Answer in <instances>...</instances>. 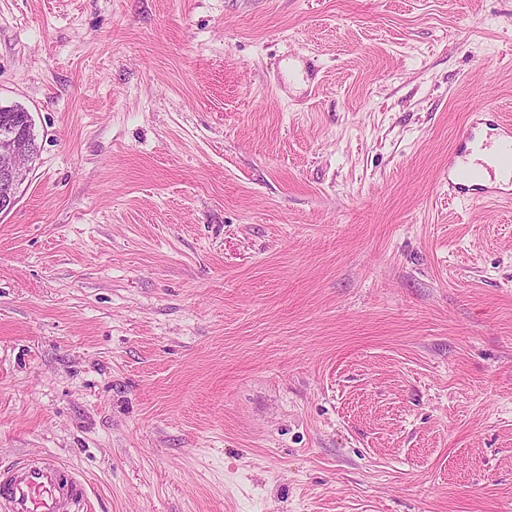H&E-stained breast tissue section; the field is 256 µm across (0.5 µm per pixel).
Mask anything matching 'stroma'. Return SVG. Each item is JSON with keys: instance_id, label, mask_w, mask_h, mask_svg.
Instances as JSON below:
<instances>
[{"instance_id": "obj_1", "label": "stroma", "mask_w": 512, "mask_h": 512, "mask_svg": "<svg viewBox=\"0 0 512 512\" xmlns=\"http://www.w3.org/2000/svg\"><path fill=\"white\" fill-rule=\"evenodd\" d=\"M317 90L278 88L283 59ZM0 466L85 512H512V0H0ZM17 123L11 114L0 119V213L10 210L17 201L37 154L29 139L32 115L25 112ZM474 120L471 129H466L459 137L455 150L448 154V187L464 198L470 187L478 185L475 182H485L480 185L484 198L496 200L506 197L512 200V124L487 126L482 119ZM482 124L490 130L486 132L487 141L483 146L490 148L495 144V151L467 164ZM86 486L51 458L17 460L0 468L1 512H82Z\"/></svg>"}]
</instances>
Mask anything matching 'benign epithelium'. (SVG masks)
Here are the masks:
<instances>
[{
  "mask_svg": "<svg viewBox=\"0 0 512 512\" xmlns=\"http://www.w3.org/2000/svg\"><path fill=\"white\" fill-rule=\"evenodd\" d=\"M0 111V213L10 210L17 201L21 186L26 181L37 154L29 139L28 131L32 115L24 113L17 121Z\"/></svg>",
  "mask_w": 512,
  "mask_h": 512,
  "instance_id": "7a95c632",
  "label": "benign epithelium"
}]
</instances>
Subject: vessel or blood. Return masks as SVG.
<instances>
[{"label": "vessel or blood", "mask_w": 512, "mask_h": 512, "mask_svg": "<svg viewBox=\"0 0 512 512\" xmlns=\"http://www.w3.org/2000/svg\"><path fill=\"white\" fill-rule=\"evenodd\" d=\"M481 129L473 123L449 154L448 186L463 196L479 182L485 198L512 200V124L492 125L489 136L495 149L476 159L473 145ZM85 495L84 482L50 458H22L0 469V512H81Z\"/></svg>", "instance_id": "vessel-or-blood-1"}]
</instances>
